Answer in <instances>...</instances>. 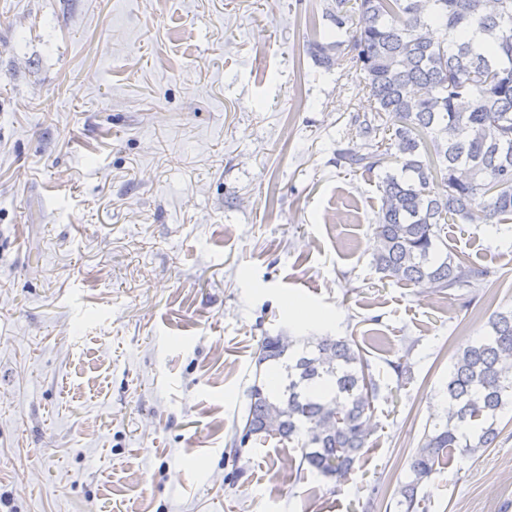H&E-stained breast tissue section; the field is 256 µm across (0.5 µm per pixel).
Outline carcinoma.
<instances>
[{"instance_id": "1", "label": "carcinoma", "mask_w": 512, "mask_h": 512, "mask_svg": "<svg viewBox=\"0 0 512 512\" xmlns=\"http://www.w3.org/2000/svg\"><path fill=\"white\" fill-rule=\"evenodd\" d=\"M329 17L336 39L316 38L308 53L324 68L348 55L371 101L346 132L362 147L338 149L336 163L367 173L388 158L401 164L378 185L376 271L432 293L495 287L491 270L440 247L448 224H512V0H333ZM489 327L454 355L446 421L408 461L413 479L397 490L403 512H428L418 489L442 458L481 455L501 432L512 407V311L495 313ZM264 367L284 373L275 393ZM379 392L351 336H266L239 444L258 435L296 442L307 470L340 482L366 447Z\"/></svg>"}]
</instances>
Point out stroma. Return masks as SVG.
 Returning a JSON list of instances; mask_svg holds the SVG:
<instances>
[{"label":"stroma","mask_w":512,"mask_h":512,"mask_svg":"<svg viewBox=\"0 0 512 512\" xmlns=\"http://www.w3.org/2000/svg\"><path fill=\"white\" fill-rule=\"evenodd\" d=\"M331 4L0 0V512H399L455 348L512 309V224L448 231L492 292L375 271L378 180L336 163L370 101L307 52ZM324 335L380 384L355 469L230 454L262 337ZM501 427L429 512H512Z\"/></svg>","instance_id":"35a3bbf8"}]
</instances>
